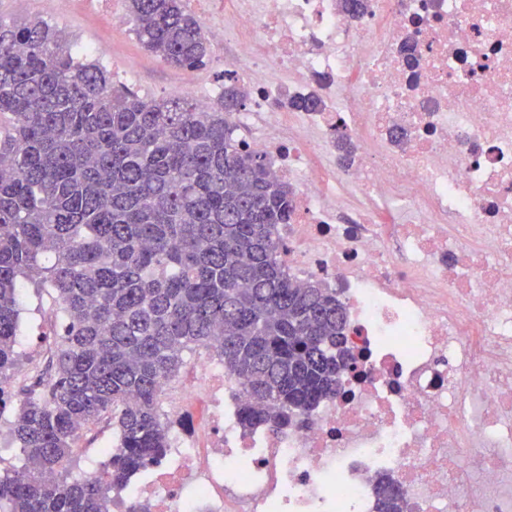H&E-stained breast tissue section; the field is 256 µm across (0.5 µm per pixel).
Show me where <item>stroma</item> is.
<instances>
[{
    "instance_id": "1",
    "label": "stroma",
    "mask_w": 512,
    "mask_h": 512,
    "mask_svg": "<svg viewBox=\"0 0 512 512\" xmlns=\"http://www.w3.org/2000/svg\"><path fill=\"white\" fill-rule=\"evenodd\" d=\"M0 17L17 22L34 17L45 20L63 33L78 59L98 61L112 72L116 82L144 96L167 97L181 90L207 107L224 88L223 44L211 43L207 66L195 70L191 84H184V69L167 64L142 47L123 0H0ZM20 317L18 364L30 370L44 365L50 349L59 341L61 320L52 290L26 287L20 297ZM113 442L111 422L84 432L76 444L72 477H81L89 468L99 466L101 448Z\"/></svg>"
}]
</instances>
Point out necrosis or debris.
Wrapping results in <instances>:
<instances>
[{"label":"necrosis or debris","instance_id":"necrosis-or-debris-1","mask_svg":"<svg viewBox=\"0 0 512 512\" xmlns=\"http://www.w3.org/2000/svg\"><path fill=\"white\" fill-rule=\"evenodd\" d=\"M207 33L294 192L288 276L335 292L355 367L272 431L198 361L196 388L163 385L169 448L113 512H374L382 475L408 512H512V0H225ZM313 89L320 111L281 107Z\"/></svg>","mask_w":512,"mask_h":512}]
</instances>
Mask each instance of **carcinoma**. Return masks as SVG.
Here are the masks:
<instances>
[{
	"label": "carcinoma",
	"mask_w": 512,
	"mask_h": 512,
	"mask_svg": "<svg viewBox=\"0 0 512 512\" xmlns=\"http://www.w3.org/2000/svg\"><path fill=\"white\" fill-rule=\"evenodd\" d=\"M148 51L208 63L187 0H125ZM248 94L212 106L145 98L76 60L47 22L0 19V407L11 399L21 279L50 288L62 340L13 422L26 466L0 479V512H110L112 489L167 447L162 382L202 347L243 381L245 428L280 431L340 392L346 315L316 282L294 286L277 225L293 190L235 136ZM315 111V93L285 103ZM112 421L98 476L69 478L83 430ZM375 512H407L399 486Z\"/></svg>",
	"instance_id": "obj_1"
}]
</instances>
